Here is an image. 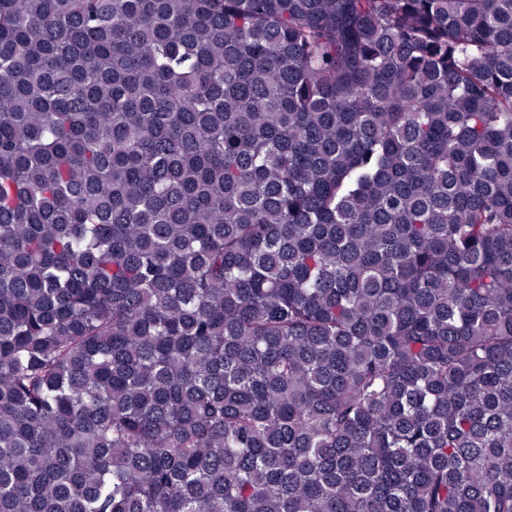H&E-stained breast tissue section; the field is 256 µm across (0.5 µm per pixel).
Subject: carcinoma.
I'll list each match as a JSON object with an SVG mask.
<instances>
[{"instance_id": "carcinoma-1", "label": "carcinoma", "mask_w": 512, "mask_h": 512, "mask_svg": "<svg viewBox=\"0 0 512 512\" xmlns=\"http://www.w3.org/2000/svg\"><path fill=\"white\" fill-rule=\"evenodd\" d=\"M0 512H512V0H0Z\"/></svg>"}]
</instances>
